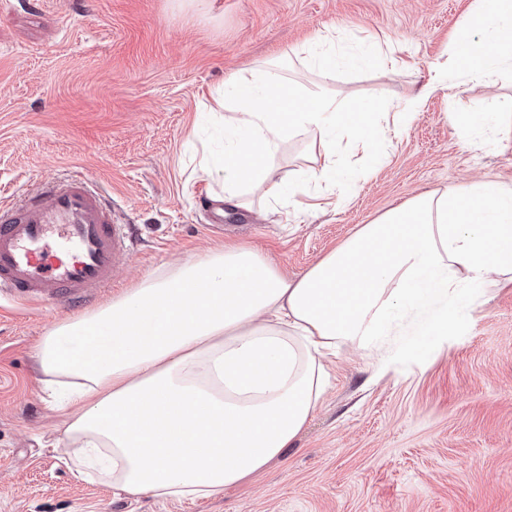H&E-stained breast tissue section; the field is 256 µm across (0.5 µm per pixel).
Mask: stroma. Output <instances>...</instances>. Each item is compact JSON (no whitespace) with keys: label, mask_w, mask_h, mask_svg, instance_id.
<instances>
[{"label":"stroma","mask_w":512,"mask_h":512,"mask_svg":"<svg viewBox=\"0 0 512 512\" xmlns=\"http://www.w3.org/2000/svg\"><path fill=\"white\" fill-rule=\"evenodd\" d=\"M0 8V205L79 174L139 224L142 242L99 305L144 276L210 249L249 244L291 277L363 224L425 192L476 180L512 184V135L462 139L454 114L495 112L494 85L458 80L409 127L384 115V158L343 206L304 198L286 213L218 208L217 184L194 174L202 102L271 60L300 87L345 106L397 105L450 62L478 0H40ZM336 42L323 75L305 64L317 36ZM379 59L344 64L358 45ZM311 164L296 133L272 163L292 185ZM47 303L0 306V512H512V284L464 293L444 336L407 320L385 363L340 348L330 389L285 456L215 499L113 493L81 478L61 451L70 415L44 387L35 347L68 319Z\"/></svg>","instance_id":"1"}]
</instances>
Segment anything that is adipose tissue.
Returning <instances> with one entry per match:
<instances>
[{"label":"adipose tissue","instance_id":"ef3b65f1","mask_svg":"<svg viewBox=\"0 0 512 512\" xmlns=\"http://www.w3.org/2000/svg\"><path fill=\"white\" fill-rule=\"evenodd\" d=\"M452 51L455 71H436L423 96L456 73L484 83L512 70V0H481ZM206 107L224 116V149L203 144L197 166L234 206L248 207L246 187L281 206L312 190L342 201L374 173L341 176L336 148L379 157L375 107L301 91L276 66L229 78ZM296 130L316 165L285 190L269 162ZM497 279L512 281V185L473 184L407 200L297 279L245 245L184 261L55 325L36 354L71 411L64 452L86 472L118 494L209 499L293 446L324 400L338 346L381 358L375 340L394 319L460 283Z\"/></svg>","mask_w":512,"mask_h":512}]
</instances>
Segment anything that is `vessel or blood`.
Returning a JSON list of instances; mask_svg holds the SVG:
<instances>
[{
    "label": "vessel or blood",
    "mask_w": 512,
    "mask_h": 512,
    "mask_svg": "<svg viewBox=\"0 0 512 512\" xmlns=\"http://www.w3.org/2000/svg\"><path fill=\"white\" fill-rule=\"evenodd\" d=\"M138 237L105 191L79 176L0 206V299L82 305L116 283Z\"/></svg>",
    "instance_id": "vessel-or-blood-1"
}]
</instances>
